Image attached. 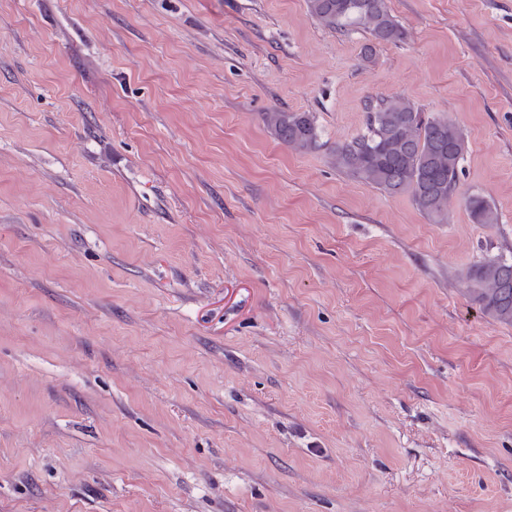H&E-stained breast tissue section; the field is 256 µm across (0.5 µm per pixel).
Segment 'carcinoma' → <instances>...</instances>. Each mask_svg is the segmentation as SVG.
<instances>
[{
  "label": "carcinoma",
  "instance_id": "obj_1",
  "mask_svg": "<svg viewBox=\"0 0 512 512\" xmlns=\"http://www.w3.org/2000/svg\"><path fill=\"white\" fill-rule=\"evenodd\" d=\"M311 15L329 30L363 29L371 39L361 57L372 58L376 45L397 43L405 31L388 11L386 0H307ZM262 120L272 136L298 154L322 148L315 116L310 112L273 109ZM467 142L453 122L430 117L403 97L369 107L366 132L329 152V163L389 196L410 194L415 207L437 224L448 219V199L456 190ZM467 208L476 224H496V209L471 195ZM468 294L479 309L512 325V261L488 257L467 272Z\"/></svg>",
  "mask_w": 512,
  "mask_h": 512
}]
</instances>
